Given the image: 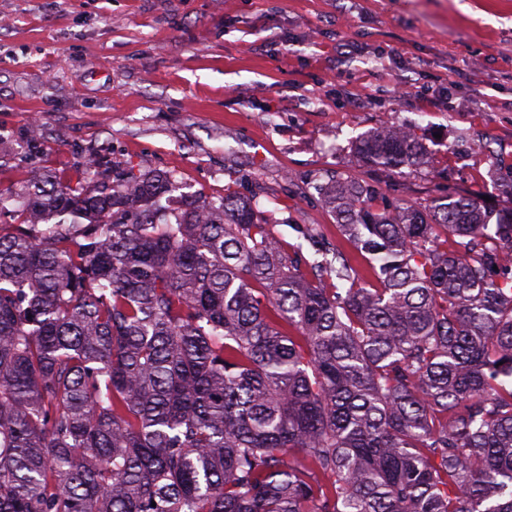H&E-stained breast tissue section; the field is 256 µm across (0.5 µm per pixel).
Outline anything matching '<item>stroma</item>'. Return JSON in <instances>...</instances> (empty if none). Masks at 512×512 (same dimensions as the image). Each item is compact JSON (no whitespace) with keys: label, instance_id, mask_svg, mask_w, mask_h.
Wrapping results in <instances>:
<instances>
[{"label":"stroma","instance_id":"obj_1","mask_svg":"<svg viewBox=\"0 0 512 512\" xmlns=\"http://www.w3.org/2000/svg\"><path fill=\"white\" fill-rule=\"evenodd\" d=\"M0 153L43 125L42 166L77 148L171 172L188 191L256 195L300 246L315 224L358 270L315 190L355 175L390 200L441 194L512 210V0H0ZM410 127L430 167L360 166L354 140ZM484 140L489 153L474 144Z\"/></svg>","mask_w":512,"mask_h":512}]
</instances>
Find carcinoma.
Listing matches in <instances>:
<instances>
[{
	"label": "carcinoma",
	"instance_id": "1",
	"mask_svg": "<svg viewBox=\"0 0 512 512\" xmlns=\"http://www.w3.org/2000/svg\"><path fill=\"white\" fill-rule=\"evenodd\" d=\"M354 149L428 164L395 124ZM74 172L0 192V512H512V215L338 174L371 275L319 248L309 278L250 196Z\"/></svg>",
	"mask_w": 512,
	"mask_h": 512
}]
</instances>
